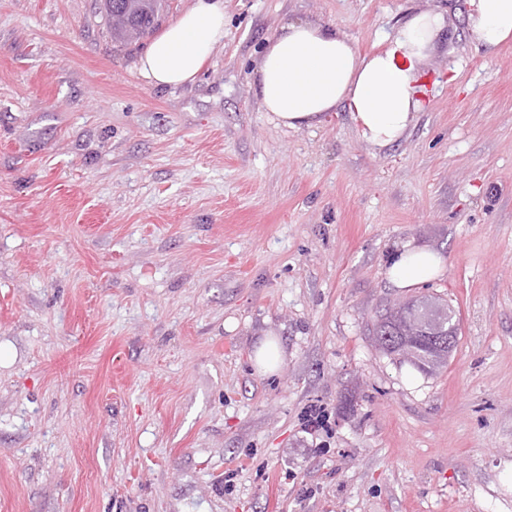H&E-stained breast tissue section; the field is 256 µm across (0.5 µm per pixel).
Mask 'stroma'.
I'll return each instance as SVG.
<instances>
[{
  "label": "stroma",
  "mask_w": 512,
  "mask_h": 512,
  "mask_svg": "<svg viewBox=\"0 0 512 512\" xmlns=\"http://www.w3.org/2000/svg\"><path fill=\"white\" fill-rule=\"evenodd\" d=\"M413 11L446 26L399 141L263 111L281 26L365 54ZM467 12L224 0L201 71L159 87L102 0H0V512H512V41L477 50ZM408 242L445 272L406 291ZM424 294L459 320L431 376L372 336ZM283 356L284 352L279 344L272 339L265 338L256 346L252 363L258 371L270 373L277 369Z\"/></svg>",
  "instance_id": "stroma-1"
}]
</instances>
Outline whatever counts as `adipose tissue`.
I'll use <instances>...</instances> for the list:
<instances>
[{
    "label": "adipose tissue",
    "mask_w": 512,
    "mask_h": 512,
    "mask_svg": "<svg viewBox=\"0 0 512 512\" xmlns=\"http://www.w3.org/2000/svg\"><path fill=\"white\" fill-rule=\"evenodd\" d=\"M445 26L443 13H412L384 36L382 50L363 55L335 29L288 23L268 41L258 62L255 96L276 123L295 130L344 110L368 143L388 147L424 107L421 66ZM468 27L477 45L494 52L512 38V0H471ZM223 38L224 0H194L140 56L138 70L157 86L184 84ZM443 271L440 255L408 243L393 256L387 278L408 290Z\"/></svg>",
    "instance_id": "1"
}]
</instances>
